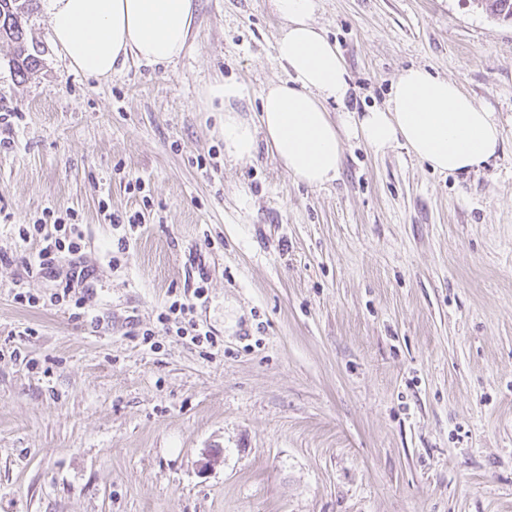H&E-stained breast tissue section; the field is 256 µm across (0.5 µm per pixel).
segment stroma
I'll use <instances>...</instances> for the list:
<instances>
[{"label":"stroma","mask_w":512,"mask_h":512,"mask_svg":"<svg viewBox=\"0 0 512 512\" xmlns=\"http://www.w3.org/2000/svg\"><path fill=\"white\" fill-rule=\"evenodd\" d=\"M316 3L350 108L425 67L494 112L491 165L440 174L351 138L314 188L266 142L228 159L200 92L238 81L256 120L283 75L270 0H198L176 62L108 80L55 50L46 0L37 73L0 40V512H512V19ZM48 208L82 224L59 263L92 271L81 316L18 237ZM113 213L140 217L123 252ZM201 284L198 346L158 317Z\"/></svg>","instance_id":"stroma-1"}]
</instances>
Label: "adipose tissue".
<instances>
[{
	"label": "adipose tissue",
	"mask_w": 512,
	"mask_h": 512,
	"mask_svg": "<svg viewBox=\"0 0 512 512\" xmlns=\"http://www.w3.org/2000/svg\"><path fill=\"white\" fill-rule=\"evenodd\" d=\"M282 25L276 38L282 79L261 93L259 126L240 118L234 105L243 86L217 79L202 94L204 107L224 106V151L253 158L257 134L296 181L321 187L339 173L344 135L378 153L401 146L433 171L470 174L489 166L502 128L477 100L448 78L405 68L384 107L349 111L344 60L313 21L315 0H271ZM196 0H48L52 41L72 69L107 79L131 62L167 65L184 54L196 17ZM346 111L334 122L328 104Z\"/></svg>",
	"instance_id": "adipose-tissue-1"
}]
</instances>
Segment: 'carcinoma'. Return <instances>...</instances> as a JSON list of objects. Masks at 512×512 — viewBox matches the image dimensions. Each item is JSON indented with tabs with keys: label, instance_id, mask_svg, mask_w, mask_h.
<instances>
[{
	"label": "carcinoma",
	"instance_id": "cac0c4a2",
	"mask_svg": "<svg viewBox=\"0 0 512 512\" xmlns=\"http://www.w3.org/2000/svg\"><path fill=\"white\" fill-rule=\"evenodd\" d=\"M36 0H0V39L14 45L10 60L15 74L24 78L41 64L44 49L28 41L25 25ZM477 6L492 17L512 19V0H477Z\"/></svg>",
	"mask_w": 512,
	"mask_h": 512
}]
</instances>
